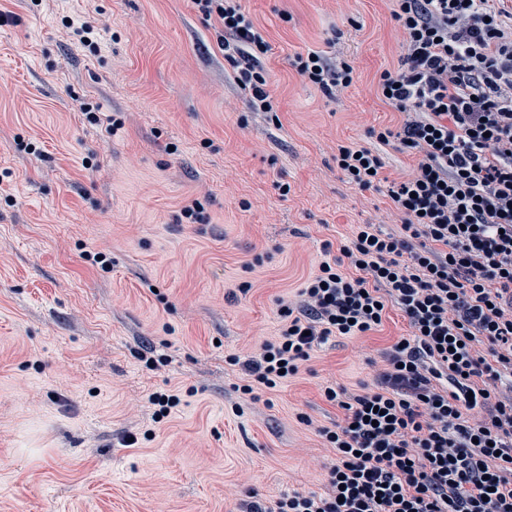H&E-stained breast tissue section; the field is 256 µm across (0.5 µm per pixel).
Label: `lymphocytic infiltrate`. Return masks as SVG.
<instances>
[{
    "label": "lymphocytic infiltrate",
    "instance_id": "lymphocytic-infiltrate-1",
    "mask_svg": "<svg viewBox=\"0 0 512 512\" xmlns=\"http://www.w3.org/2000/svg\"><path fill=\"white\" fill-rule=\"evenodd\" d=\"M192 2L217 21L219 48L247 59L239 81L271 111L269 45L238 0ZM392 2L406 54L378 91L406 119L376 138L419 156L387 189L400 225H358L281 301L279 335L230 358L233 389L277 388L315 346L374 330L391 305L413 334L385 351L373 383L325 387L343 416L319 430L336 455L324 492L241 512H512V0ZM294 66L327 93L352 82L347 62L315 51ZM336 164L362 190L383 166L362 145L339 146Z\"/></svg>",
    "mask_w": 512,
    "mask_h": 512
}]
</instances>
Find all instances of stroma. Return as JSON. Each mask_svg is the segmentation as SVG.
Masks as SVG:
<instances>
[{"label":"stroma","instance_id":"stroma-1","mask_svg":"<svg viewBox=\"0 0 512 512\" xmlns=\"http://www.w3.org/2000/svg\"><path fill=\"white\" fill-rule=\"evenodd\" d=\"M240 3L270 45L269 112L192 0H0V512H237L251 490L322 492L335 454L317 429L340 414L324 387L373 382L412 333L391 306L277 390L233 391L229 357L277 334L278 299L324 243L393 229L387 186L417 163L368 135L404 119L377 90L405 54L390 0ZM86 15L94 51L61 24ZM311 51L347 61L351 85L301 77ZM86 103L122 130L105 137ZM351 142L382 157L370 189L336 165ZM194 202L208 223H178ZM99 251L109 271L86 260ZM165 390L180 403L156 423L147 397Z\"/></svg>","mask_w":512,"mask_h":512}]
</instances>
